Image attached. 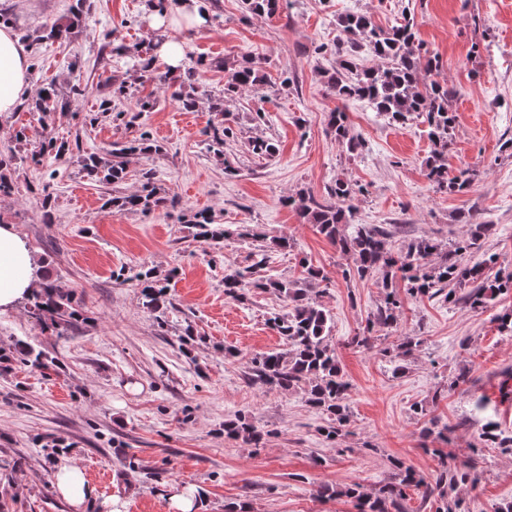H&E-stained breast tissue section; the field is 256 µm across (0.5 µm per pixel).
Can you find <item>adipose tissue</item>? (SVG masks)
I'll list each match as a JSON object with an SVG mask.
<instances>
[{"label":"adipose tissue","instance_id":"ef3b65f1","mask_svg":"<svg viewBox=\"0 0 512 512\" xmlns=\"http://www.w3.org/2000/svg\"><path fill=\"white\" fill-rule=\"evenodd\" d=\"M33 91L29 50L9 25L0 24V118L9 117ZM38 286L30 247L11 225H0V312L15 308Z\"/></svg>","mask_w":512,"mask_h":512}]
</instances>
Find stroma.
<instances>
[{
  "mask_svg": "<svg viewBox=\"0 0 512 512\" xmlns=\"http://www.w3.org/2000/svg\"><path fill=\"white\" fill-rule=\"evenodd\" d=\"M272 17L246 12L242 0H204L207 22L199 28L152 29L149 0H87L90 19L68 39L47 41L46 28L70 22L72 0H0L12 29L25 40L36 84L87 85L55 133L79 147L55 173L24 164L12 195L0 196V225H12L35 252L40 269L74 292L89 319L63 338L51 336L31 316L29 302L0 314V512H175L172 497L186 494L194 512H355L350 499L320 498L319 486L360 484L377 491L392 481V459L410 464L434 483L436 448L457 460L476 459L480 480L459 488L469 512H494L512 502V456L483 446L481 429L498 422L512 436V336L501 333L495 315L512 313V293L489 309L441 299H409L386 345L418 339L412 356L396 359L377 348H350L387 288L380 278L344 281L339 249L304 223L284 203L302 191L326 200L336 179L361 186L352 201L355 221L379 224L392 250L425 236L441 240L466 234L461 213L480 214L493 231L484 243L495 269L512 273V0H287ZM354 10L382 28L413 16L417 38L438 55L437 81L457 88V114L449 168L462 165L478 176L464 193L436 191L424 160L431 150L423 117L398 125L362 100L343 105L362 154L343 150L327 129L337 102L327 74L337 59L321 53L343 34L338 15ZM169 37L184 41L199 68L193 78L213 97L224 92V62H260L267 88L224 104L236 140L225 152L228 174L208 150L205 129L215 115L207 102L187 111L155 84L142 82L130 58L104 59L108 41L127 46ZM294 82L281 87L282 74ZM129 88L118 109L138 114L128 127L100 111L113 84ZM155 95L152 111L137 101ZM25 129L26 139L14 138ZM149 132L160 153L131 155L120 186H140L143 169L157 173L164 196L175 206L148 213L106 209V185L87 179L85 154ZM42 135L37 115L26 109L0 122V151L26 156ZM256 137L274 139L270 159L247 152ZM52 199L43 210V196ZM205 210L225 236L220 247L195 238L179 217ZM248 225L286 236L288 250H272L258 277L304 280L302 261L326 274L313 283L332 318L330 343L349 383L348 435L326 441L324 415L303 390L280 391L249 380L254 355L279 351L283 340L268 324L288 310L277 293L251 290L247 301L224 293V272L252 263V239L238 236ZM177 269L169 294L176 304L158 325L130 277L141 268ZM197 336L182 347L185 326ZM54 357L46 369L6 363L18 343ZM429 410L420 417L411 411ZM249 416L262 433L258 447L229 439L225 422ZM449 425L447 438L428 434L430 423ZM78 466L96 495L81 508L57 496L59 466Z\"/></svg>",
  "mask_w": 512,
  "mask_h": 512,
  "instance_id": "1",
  "label": "stroma"
}]
</instances>
